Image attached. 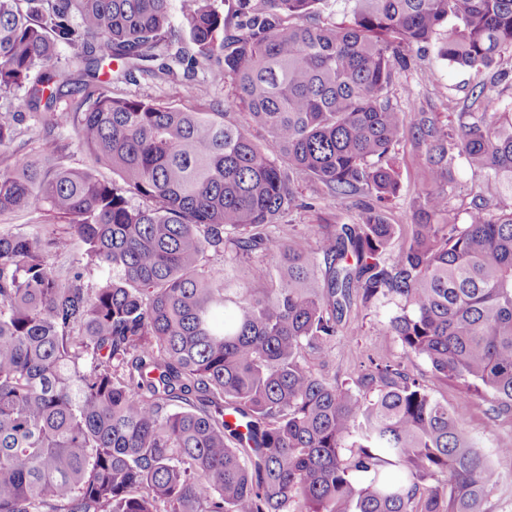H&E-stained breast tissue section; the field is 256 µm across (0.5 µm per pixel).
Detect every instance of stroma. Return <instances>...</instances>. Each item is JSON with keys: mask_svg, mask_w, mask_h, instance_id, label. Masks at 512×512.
Segmentation results:
<instances>
[{"mask_svg": "<svg viewBox=\"0 0 512 512\" xmlns=\"http://www.w3.org/2000/svg\"><path fill=\"white\" fill-rule=\"evenodd\" d=\"M406 54L411 66L401 73L391 92L392 102L400 111L428 113L437 125L448 128L457 124L462 112L512 109V78L503 82L498 79L503 72L512 75V49L504 50L492 67L480 72L449 64L441 58L433 42L412 46ZM479 85L486 88L481 98L473 95ZM101 91L115 98L151 99L189 112H220L230 87L211 83L201 69L194 76L176 82L135 71L103 85ZM396 157L400 191L388 205V217L391 223L404 226L410 224L426 187L427 160L424 147L409 138L397 146ZM291 185L301 206L286 215L279 226V233L285 239L313 249L318 245L319 224L355 221L358 210L354 205L336 207L319 195L304 175L292 174ZM477 195L491 199L495 190L485 175L458 163L448 199L449 223L465 226L469 203ZM400 312V302L390 298L353 309L340 324V335L329 363L313 362V369L326 377L351 383L373 359L404 366L434 398L462 409L468 431L499 473V482L486 502L487 512H512V415H496L490 403L481 397H463L455 383L437 380L424 357L406 354L397 337L380 334V326Z\"/></svg>", "mask_w": 512, "mask_h": 512, "instance_id": "35a3bbf8", "label": "stroma"}]
</instances>
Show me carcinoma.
<instances>
[{"label": "carcinoma", "instance_id": "cac0c4a2", "mask_svg": "<svg viewBox=\"0 0 512 512\" xmlns=\"http://www.w3.org/2000/svg\"><path fill=\"white\" fill-rule=\"evenodd\" d=\"M320 2L179 0L177 21L172 0H0V94L25 90L0 105V218L45 201L70 228L0 221V512H486L498 474L460 409L399 364L371 362L354 390L302 352L327 360L355 301L394 298L384 334L512 414V113L443 129L389 97L412 45L491 67L512 0H349V25ZM202 59L267 143L223 112L91 90L114 62L113 80L176 79ZM27 114L38 159L11 149ZM65 130L92 167L47 164ZM408 136L429 188L388 260L397 225L377 203L399 192ZM458 157L510 200L473 197L463 228L436 222ZM284 163L358 220L326 225L315 251L280 237Z\"/></svg>", "mask_w": 512, "mask_h": 512}]
</instances>
